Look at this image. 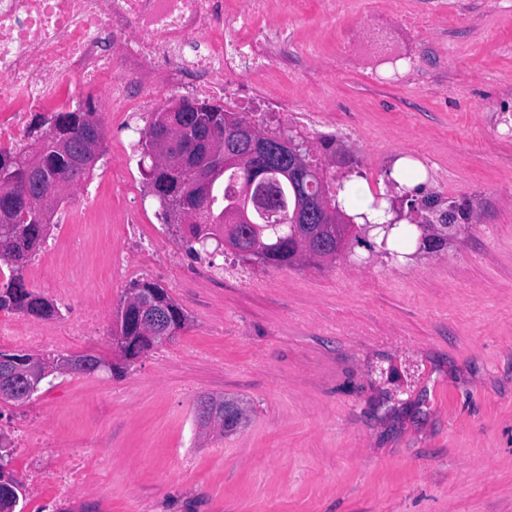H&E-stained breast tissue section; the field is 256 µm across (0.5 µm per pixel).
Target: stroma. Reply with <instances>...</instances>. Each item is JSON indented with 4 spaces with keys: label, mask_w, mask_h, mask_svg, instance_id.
Wrapping results in <instances>:
<instances>
[{
    "label": "stroma",
    "mask_w": 512,
    "mask_h": 512,
    "mask_svg": "<svg viewBox=\"0 0 512 512\" xmlns=\"http://www.w3.org/2000/svg\"><path fill=\"white\" fill-rule=\"evenodd\" d=\"M274 0L283 64L251 79L254 96H288L314 129L272 118L306 142L328 182L384 197L401 223L435 221L410 201L456 205L458 233L393 263L381 240L349 257L263 266L233 252L196 260L162 224L139 164L140 133L102 119L104 156L77 199L58 207L41 248L47 274L99 323L48 354L123 361L112 340L132 281L166 288L186 311L172 339L109 371L68 372L28 401L0 402V431L38 426L86 450L88 484L61 510L28 485L25 512H512V0ZM421 19L419 35L405 16ZM157 255L109 276L129 231ZM235 400V433L202 430L198 396Z\"/></svg>",
    "instance_id": "obj_1"
}]
</instances>
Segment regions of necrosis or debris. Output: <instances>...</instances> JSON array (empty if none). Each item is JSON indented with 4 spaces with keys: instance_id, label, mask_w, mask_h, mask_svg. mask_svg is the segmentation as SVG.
<instances>
[{
    "instance_id": "4bbe7bcc",
    "label": "necrosis or debris",
    "mask_w": 512,
    "mask_h": 512,
    "mask_svg": "<svg viewBox=\"0 0 512 512\" xmlns=\"http://www.w3.org/2000/svg\"><path fill=\"white\" fill-rule=\"evenodd\" d=\"M272 0H0V153L27 138L31 111L60 112L74 79L103 95L110 119L130 122L142 105L128 91L157 78L192 76L199 91L227 88L238 104L245 76H261L288 54L270 39ZM237 23L234 37L225 21ZM112 50H105V41ZM85 319H61L48 330L20 328L0 313V343L39 348L86 335ZM29 482L40 483L53 444L40 429L17 436Z\"/></svg>"
}]
</instances>
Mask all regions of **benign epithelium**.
Returning a JSON list of instances; mask_svg holds the SVG:
<instances>
[{
    "label": "benign epithelium",
    "mask_w": 512,
    "mask_h": 512,
    "mask_svg": "<svg viewBox=\"0 0 512 512\" xmlns=\"http://www.w3.org/2000/svg\"><path fill=\"white\" fill-rule=\"evenodd\" d=\"M224 106L218 101H199L180 97L170 106L160 110L157 122L151 131L153 140L152 161L156 165L155 174H176L187 166H193L194 176L186 184L173 182L165 177L149 183L150 193L154 197L167 198L174 196L178 206L173 209L170 223L192 224L201 214L206 203L211 185L216 178L233 167V163L224 160L222 141L235 143L240 151L241 161L256 157H264L270 162L267 173L276 177L287 178L297 184L304 183L309 172L304 164L301 153L291 139L284 137L270 138L262 134L257 125L240 120L237 123L227 122L224 127V140H219L210 133L194 125L173 126L168 121V113L184 112H222ZM33 131L40 139H48L56 132L55 121L36 114L31 119ZM102 134L86 140L77 150L76 170L82 171L86 166L102 158ZM66 185L55 183L43 190H23L25 209L33 215V222L41 224L49 211L52 210ZM252 187L244 191L245 199L230 212L225 223L239 224L248 220V209L252 204ZM292 224H324L325 210L318 202H313L306 212L295 211L290 220ZM305 250L312 256L335 255L340 252L337 240L326 236L309 235L304 238ZM137 307L142 326L151 335H157L163 317L155 309L151 300L137 295L130 300ZM101 363L92 354L74 355L60 364V369L73 368L97 370ZM47 371L42 364L31 361L20 371H13L0 378V396L12 400H20L27 396L25 385L38 382ZM205 416L203 423L222 430L237 428L244 418V410L236 406L230 408L218 403L203 404Z\"/></svg>",
    "instance_id": "benign-epithelium-1"
}]
</instances>
